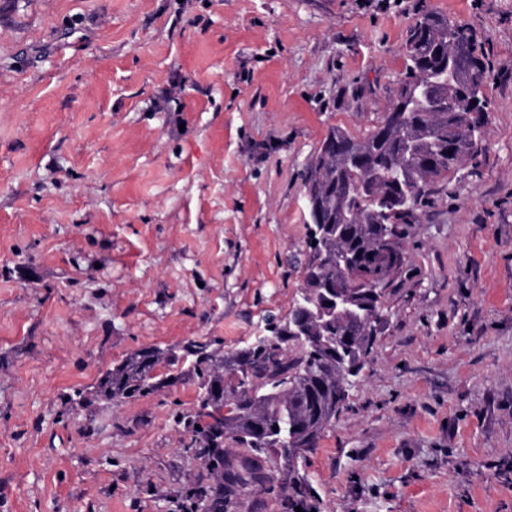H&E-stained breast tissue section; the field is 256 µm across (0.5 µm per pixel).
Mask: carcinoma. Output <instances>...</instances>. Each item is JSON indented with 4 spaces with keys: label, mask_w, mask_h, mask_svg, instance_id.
<instances>
[{
    "label": "carcinoma",
    "mask_w": 512,
    "mask_h": 512,
    "mask_svg": "<svg viewBox=\"0 0 512 512\" xmlns=\"http://www.w3.org/2000/svg\"><path fill=\"white\" fill-rule=\"evenodd\" d=\"M405 58V77L383 124L361 139L331 128L304 174L306 194L337 225L309 246L302 307L291 310L305 319L314 343L296 344L284 322L227 355L196 341L183 345L180 354L141 348L98 381L97 393L108 402L147 397L171 383L156 374L158 366L191 363L199 387L197 410L177 420L191 433L190 447L200 450L212 481L196 493L207 512H224L241 489L264 479L260 467L231 456L224 439L255 459L275 456L291 471V430L314 444L330 425L327 405L336 398L344 366L368 344L372 329L369 319L349 313L329 327L321 325L315 309L325 287L348 292L358 306L366 303V289L386 287L403 263L396 226L415 223L418 205L439 180L475 163L480 154L488 103L484 54L473 33L424 11L409 30ZM338 250L354 256L352 271L336 265ZM294 346L298 354L292 358L288 350ZM226 397L234 400L227 418L221 413ZM274 423L281 429L276 438L267 433Z\"/></svg>",
    "instance_id": "cac0c4a2"
}]
</instances>
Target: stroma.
<instances>
[{"mask_svg": "<svg viewBox=\"0 0 512 512\" xmlns=\"http://www.w3.org/2000/svg\"><path fill=\"white\" fill-rule=\"evenodd\" d=\"M423 8L487 57L478 162L404 226L336 419L228 512H295V481L319 512H512V0H0V512H194L188 363L154 396L67 397L288 316L304 171L329 127L383 121Z\"/></svg>", "mask_w": 512, "mask_h": 512, "instance_id": "obj_1", "label": "stroma"}]
</instances>
